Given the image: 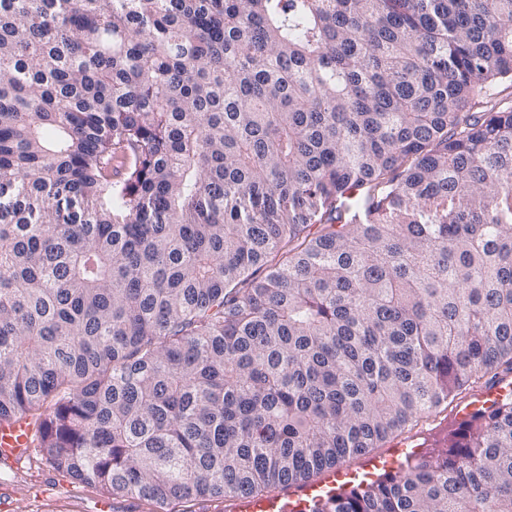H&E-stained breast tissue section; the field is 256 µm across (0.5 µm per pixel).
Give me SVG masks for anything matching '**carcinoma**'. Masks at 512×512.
Instances as JSON below:
<instances>
[{
	"label": "carcinoma",
	"instance_id": "cac0c4a2",
	"mask_svg": "<svg viewBox=\"0 0 512 512\" xmlns=\"http://www.w3.org/2000/svg\"><path fill=\"white\" fill-rule=\"evenodd\" d=\"M505 81L512 0H0V424L187 512L512 372ZM308 512H512V392ZM368 197V192L364 189L358 195L351 198L337 199L335 206L344 212L346 218H356L357 221H362L369 203Z\"/></svg>",
	"mask_w": 512,
	"mask_h": 512
}]
</instances>
